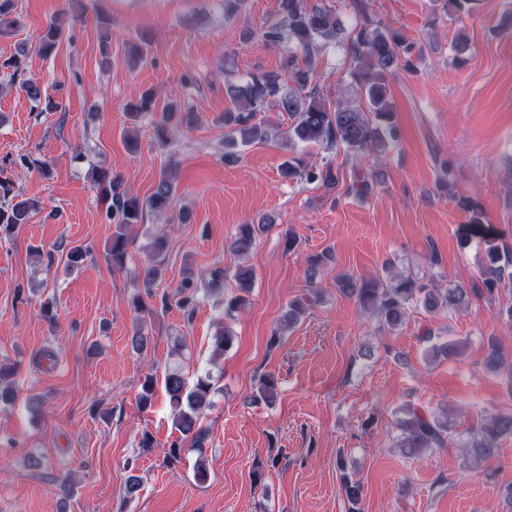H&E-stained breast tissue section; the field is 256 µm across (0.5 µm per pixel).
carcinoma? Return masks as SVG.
Listing matches in <instances>:
<instances>
[{"instance_id": "cac0c4a2", "label": "carcinoma", "mask_w": 512, "mask_h": 512, "mask_svg": "<svg viewBox=\"0 0 512 512\" xmlns=\"http://www.w3.org/2000/svg\"><path fill=\"white\" fill-rule=\"evenodd\" d=\"M279 20L247 37H259L271 46L293 45L283 68L279 71L258 70L243 82H225V92L234 107L221 117L224 123L226 147L235 149L256 142H265L272 137V128L261 117L269 103L292 120L289 140L311 145H341L356 156L376 152L384 145V137L395 135L391 125L392 105L389 99V77L396 69H411V46L404 34L387 24L370 19L347 34L352 50L354 67L350 75L356 84L358 95L366 101L368 110L352 107L338 100L327 101L314 83V51L322 44H330L343 33L342 22L336 10L324 0L310 5L308 0H278ZM19 27L16 0H0V37L11 35ZM63 25L53 18L40 37V51L48 56L62 38ZM303 58H298V55ZM160 112L155 121V135L165 140L168 128L189 127L194 124V113L171 99L162 109H157L155 94L146 90L137 102L129 105L128 116L137 121L146 114ZM287 179L300 178L309 183L320 182L327 188L335 187L337 177L331 167L319 169L305 162L302 157H292L280 169ZM102 199L107 202L106 217L115 224L112 243L107 250V260L114 268L123 267L126 260V234L124 230L138 224L145 211L163 212L169 209L176 193L173 177L162 172L152 194L145 200L128 196L121 188V179L102 172L96 178ZM8 182L0 180V232L8 235L18 224L27 223L30 213L39 207L34 198L13 201L9 198ZM458 203L469 214L470 231L480 232L484 215L480 208L466 197ZM266 224H241L234 236L231 248L241 256H247L256 246L257 238L265 231ZM485 254L484 288H432L410 275L394 274L385 285L376 277L357 279L344 274L337 280L340 291L353 297L360 305L375 314L382 324L391 329L401 326L411 308L420 306L429 313L448 310L458 311L469 303L472 296L492 294L504 279L512 280V249L498 243L494 236L483 237ZM239 294L225 299L224 319L235 317L247 303L246 295L252 288V273L239 269L235 275ZM219 278L211 274L210 280L184 277L177 285L173 300L177 308L190 316L194 312L200 292L217 291ZM304 305L295 301L288 304L276 326L271 330L269 342L277 345L294 324L297 323ZM419 339L428 345V351L448 360L463 356L466 343L445 341L427 329ZM234 336L229 327H224L213 338V356L224 355L233 344ZM504 361V352L496 339L487 342L485 367L497 371ZM278 380L266 374L259 380L256 393L250 396L254 403H271L277 397ZM164 388L175 411V427L184 437L202 439L197 427L199 411L209 404L213 391L212 379L199 377L188 385L180 370L166 373ZM401 416L395 425L399 431L398 448L406 458H418L432 448H444L452 438L453 426L446 413H437L417 405H407L400 410ZM512 437V414H498L483 419L469 434L466 455L472 466H480L495 458L501 441Z\"/></svg>"}]
</instances>
